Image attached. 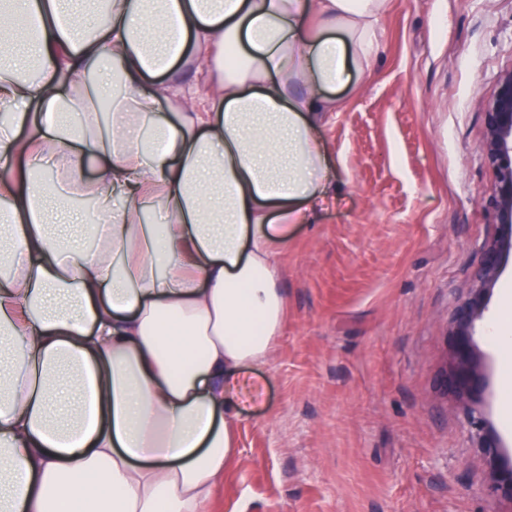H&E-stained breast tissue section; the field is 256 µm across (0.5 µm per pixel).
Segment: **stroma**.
Segmentation results:
<instances>
[{"mask_svg":"<svg viewBox=\"0 0 512 512\" xmlns=\"http://www.w3.org/2000/svg\"><path fill=\"white\" fill-rule=\"evenodd\" d=\"M510 65L512 0H387L369 69L327 89L334 179L282 250L285 320L269 363L243 372L211 512H507L442 378L494 232L477 101ZM510 289L509 254L473 343L478 413L512 452L505 352L488 340Z\"/></svg>","mask_w":512,"mask_h":512,"instance_id":"obj_1","label":"stroma"}]
</instances>
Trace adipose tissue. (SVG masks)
<instances>
[{
	"label": "adipose tissue",
	"instance_id": "ef3b65f1",
	"mask_svg": "<svg viewBox=\"0 0 512 512\" xmlns=\"http://www.w3.org/2000/svg\"><path fill=\"white\" fill-rule=\"evenodd\" d=\"M74 2L0 0V512H208L325 197L324 91L368 69L386 0H111L90 28ZM50 166L93 246L43 232Z\"/></svg>",
	"mask_w": 512,
	"mask_h": 512
}]
</instances>
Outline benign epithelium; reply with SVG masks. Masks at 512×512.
Instances as JSON below:
<instances>
[{
	"label": "benign epithelium",
	"mask_w": 512,
	"mask_h": 512,
	"mask_svg": "<svg viewBox=\"0 0 512 512\" xmlns=\"http://www.w3.org/2000/svg\"><path fill=\"white\" fill-rule=\"evenodd\" d=\"M478 108L484 121L482 152L493 176L491 191L481 197L480 204L490 215L495 233L481 245L470 272L469 294L452 313V364L444 375V386L466 404L475 448L488 469L490 492L512 503V456L503 451L499 435L475 415L484 400L487 381L473 348L474 329L487 308L490 288L497 280L504 254L512 252V65L500 71L494 91L478 100Z\"/></svg>",
	"instance_id": "1"
}]
</instances>
